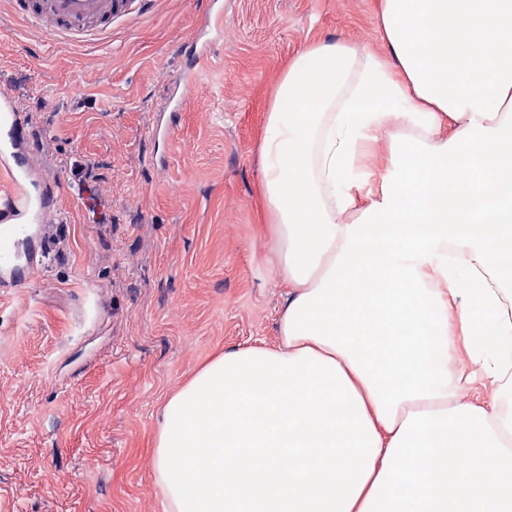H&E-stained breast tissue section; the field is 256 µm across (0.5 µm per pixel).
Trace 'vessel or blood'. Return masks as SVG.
I'll return each instance as SVG.
<instances>
[{"mask_svg":"<svg viewBox=\"0 0 512 512\" xmlns=\"http://www.w3.org/2000/svg\"><path fill=\"white\" fill-rule=\"evenodd\" d=\"M35 28H50L59 41L89 32L102 36L129 0H11ZM33 134L12 92L0 90V288L26 287L39 268L41 240L29 233L42 212L56 207L53 188L34 187L30 178Z\"/></svg>","mask_w":512,"mask_h":512,"instance_id":"b4317fda","label":"vessel or blood"}]
</instances>
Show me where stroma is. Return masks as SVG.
<instances>
[{"label":"stroma","instance_id":"obj_1","mask_svg":"<svg viewBox=\"0 0 512 512\" xmlns=\"http://www.w3.org/2000/svg\"><path fill=\"white\" fill-rule=\"evenodd\" d=\"M217 5L200 61L187 43ZM377 7L135 0L108 39L57 43L0 0V86L63 201L28 287L0 288V512H165L162 403L217 354L278 342L287 288L258 192L268 101L312 41L380 49Z\"/></svg>","mask_w":512,"mask_h":512}]
</instances>
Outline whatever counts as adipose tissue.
I'll use <instances>...</instances> for the list:
<instances>
[{
  "label": "adipose tissue",
  "mask_w": 512,
  "mask_h": 512,
  "mask_svg": "<svg viewBox=\"0 0 512 512\" xmlns=\"http://www.w3.org/2000/svg\"><path fill=\"white\" fill-rule=\"evenodd\" d=\"M376 21L382 51L310 43L269 101L280 342L167 399L166 512H512V0Z\"/></svg>",
  "instance_id": "1"
}]
</instances>
